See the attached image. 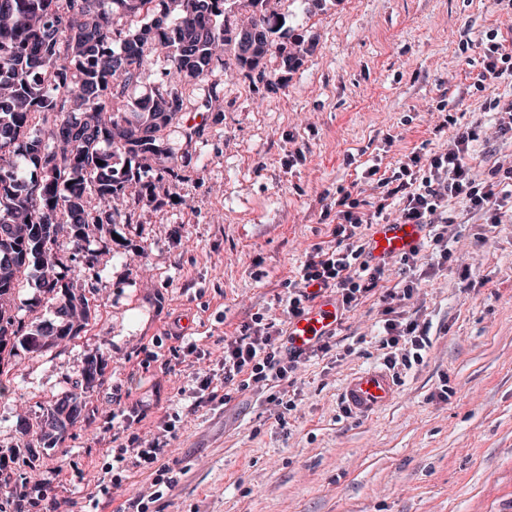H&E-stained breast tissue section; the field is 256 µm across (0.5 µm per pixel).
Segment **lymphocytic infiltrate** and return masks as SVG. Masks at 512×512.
Returning a JSON list of instances; mask_svg holds the SVG:
<instances>
[{"instance_id": "1", "label": "lymphocytic infiltrate", "mask_w": 512, "mask_h": 512, "mask_svg": "<svg viewBox=\"0 0 512 512\" xmlns=\"http://www.w3.org/2000/svg\"><path fill=\"white\" fill-rule=\"evenodd\" d=\"M481 67L474 84L476 91H484L487 85L495 83L512 87V51L506 50L497 31L485 34ZM444 122L455 126L456 132L437 150L427 155L411 153L398 167L385 173L376 165L363 172L364 181L375 183L382 194L373 215L363 212V200L354 198L351 192H343L337 199L336 225L332 231L336 244L330 248L318 245L307 253L293 279L285 284L283 314L291 318L304 312L315 300L317 291L327 289L336 291L343 310L347 311L379 287L385 267L370 264L365 231L374 218L383 216L389 201L398 205V222L420 225L423 235L417 247L394 256L403 285L385 290L383 298L387 301L412 299L419 284V256H426L431 266L437 268L451 261V244L458 234L453 230V220L444 215L450 200L462 203L466 212L483 213L490 223H498L503 209L512 204V166L504 170V184L477 182L469 160L486 140L482 122L461 126L450 113ZM381 343L390 365L407 367L411 364V351L427 347L428 333L420 329L417 321L404 323L389 318L382 326ZM303 357V351L289 348L287 329L263 313H254L235 335L225 338L219 370L192 377L190 409L195 412L212 404L222 391L243 394L265 389L269 392L268 403L292 410L293 404L281 387L291 382ZM112 417L119 428L128 430L129 437L113 446L112 461L103 466L85 497V506L90 512H98L103 498L121 488L131 474L140 473L146 475L147 486L121 503L116 512H151L152 505L178 483L166 455L181 417L176 413L169 415L156 433L146 439L131 433L133 421L123 411H114Z\"/></svg>"}]
</instances>
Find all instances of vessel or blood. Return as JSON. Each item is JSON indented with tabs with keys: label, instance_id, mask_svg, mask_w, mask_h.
Wrapping results in <instances>:
<instances>
[{
	"label": "vessel or blood",
	"instance_id": "b4317fda",
	"mask_svg": "<svg viewBox=\"0 0 512 512\" xmlns=\"http://www.w3.org/2000/svg\"><path fill=\"white\" fill-rule=\"evenodd\" d=\"M420 237L421 230L416 224H376L369 236L367 253L370 260L376 262L411 250ZM341 314L335 295L321 292L307 311L289 321V346L307 350L324 337L333 335ZM396 391L395 379L388 371L360 369L347 380L341 403L347 412L367 416L388 406Z\"/></svg>",
	"mask_w": 512,
	"mask_h": 512
}]
</instances>
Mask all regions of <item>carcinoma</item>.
Wrapping results in <instances>:
<instances>
[{
  "instance_id": "carcinoma-1",
  "label": "carcinoma",
  "mask_w": 512,
  "mask_h": 512,
  "mask_svg": "<svg viewBox=\"0 0 512 512\" xmlns=\"http://www.w3.org/2000/svg\"><path fill=\"white\" fill-rule=\"evenodd\" d=\"M270 0H0V362L17 346L40 355L47 337L73 338L89 319L84 288L57 272V242L75 250L105 224H129L158 178H180L164 132L184 107L183 89L216 95L218 73H251L267 56L301 65L302 40L278 41L283 17ZM245 11L246 38L224 40L227 16ZM166 62L159 82L138 97L141 75ZM56 228L42 233L44 226ZM59 315L27 325L13 314L19 273ZM102 376L91 357L39 422L19 419L17 448L33 434L63 435L79 421L85 394Z\"/></svg>"
}]
</instances>
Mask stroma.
<instances>
[{"label": "stroma", "mask_w": 512, "mask_h": 512, "mask_svg": "<svg viewBox=\"0 0 512 512\" xmlns=\"http://www.w3.org/2000/svg\"><path fill=\"white\" fill-rule=\"evenodd\" d=\"M283 42L312 51L294 70L267 59L265 77L184 94L168 142L189 156L182 181L157 182L132 223L109 224L75 251L61 237L67 278L91 300L77 338L35 356L15 348L0 362L12 392L0 397V448L18 417L68 389L86 358L103 368L79 422L15 472L41 512L81 499L107 462L112 413L155 432L168 414L177 487L156 512H512V216L487 242L483 219L448 204L460 225L448 270L427 273L406 304L429 327L421 362L396 367L392 404L358 418L340 393L349 375L383 366L380 293L344 313L336 346L302 364L280 413L236 395L192 413L178 390L217 368L225 337L252 314L280 316L276 300L315 245L333 244L336 191L362 164L396 163L434 141L438 103L459 123L483 119L472 94L480 40L495 29L512 49V10L497 0H271ZM201 136L186 138L190 124ZM199 354L173 356L183 341Z\"/></svg>", "instance_id": "obj_1"}]
</instances>
